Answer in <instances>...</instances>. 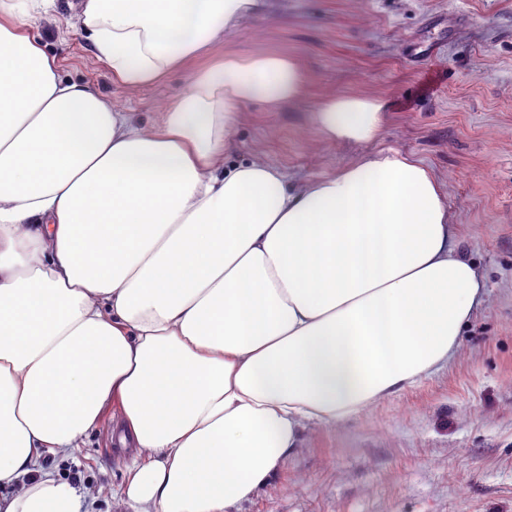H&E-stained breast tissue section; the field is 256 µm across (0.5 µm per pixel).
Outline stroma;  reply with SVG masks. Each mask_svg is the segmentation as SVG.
I'll return each instance as SVG.
<instances>
[{
    "label": "stroma",
    "instance_id": "obj_1",
    "mask_svg": "<svg viewBox=\"0 0 512 512\" xmlns=\"http://www.w3.org/2000/svg\"><path fill=\"white\" fill-rule=\"evenodd\" d=\"M68 2L31 29L64 79L145 123L186 90L188 66L152 87L118 84L73 30ZM222 49L286 52L308 76L294 104L246 106L233 161L263 159L295 182L332 174L375 147L325 142L315 105L333 93L380 97L379 146L445 184L459 252L487 289L448 366L361 415L312 426L240 512H512V0H268ZM118 424L104 415L81 448L46 460L75 482L81 512H127L115 493L137 451L119 444Z\"/></svg>",
    "mask_w": 512,
    "mask_h": 512
}]
</instances>
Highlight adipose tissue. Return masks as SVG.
<instances>
[{
	"label": "adipose tissue",
	"mask_w": 512,
	"mask_h": 512,
	"mask_svg": "<svg viewBox=\"0 0 512 512\" xmlns=\"http://www.w3.org/2000/svg\"><path fill=\"white\" fill-rule=\"evenodd\" d=\"M54 0H0V512H80L42 462L118 405L148 452L130 512H236L306 429L365 412L458 355L484 301L444 185L395 149L290 183L231 162L252 102L308 84L282 52L212 55L263 0H79L73 26L136 90L203 54L149 126L63 79L30 33ZM382 99L324 98L325 141L373 143Z\"/></svg>",
	"instance_id": "1"
}]
</instances>
